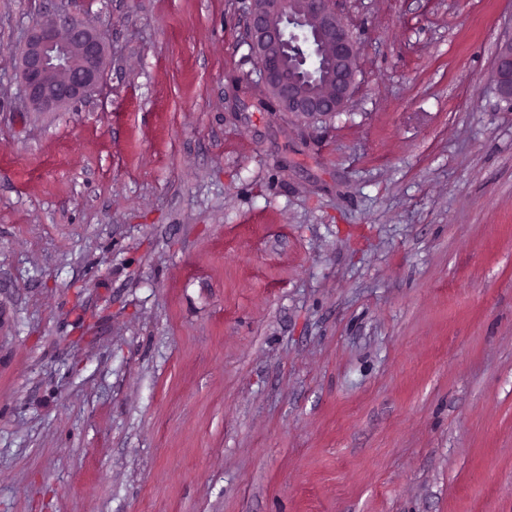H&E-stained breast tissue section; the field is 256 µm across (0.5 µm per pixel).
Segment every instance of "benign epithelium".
<instances>
[{
    "label": "benign epithelium",
    "mask_w": 512,
    "mask_h": 512,
    "mask_svg": "<svg viewBox=\"0 0 512 512\" xmlns=\"http://www.w3.org/2000/svg\"><path fill=\"white\" fill-rule=\"evenodd\" d=\"M290 0H246L249 42L259 75L280 112L306 120L341 112L353 92L355 41L330 0H300L299 17ZM316 45L327 60L323 91L309 92L290 75L303 64L301 45ZM109 42L105 31L60 12L33 24L20 56L19 80L30 108L54 112L98 91L106 71ZM492 79L502 102L512 110V34L499 43Z\"/></svg>",
    "instance_id": "1"
}]
</instances>
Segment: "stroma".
<instances>
[{
  "label": "stroma",
  "instance_id": "obj_1",
  "mask_svg": "<svg viewBox=\"0 0 512 512\" xmlns=\"http://www.w3.org/2000/svg\"><path fill=\"white\" fill-rule=\"evenodd\" d=\"M261 109L243 0H0V512H512V0H335ZM103 30L35 112L26 29ZM291 0H247L249 42L259 75L279 112L306 120L341 112L353 92L355 41L345 20L328 0H299V17L289 12ZM290 24H287V23ZM316 45L327 60L323 91L309 92L293 79V66L303 64L302 49ZM108 48L105 31L67 12L33 24L19 64L29 107L54 112L94 96L105 76ZM512 34L499 43L492 63V79L502 102L512 110ZM323 57L313 54L311 59L299 68V76L310 90H321L324 86Z\"/></svg>",
  "mask_w": 512,
  "mask_h": 512
}]
</instances>
